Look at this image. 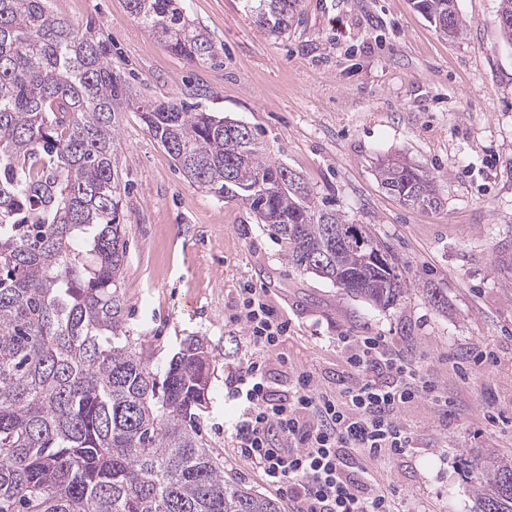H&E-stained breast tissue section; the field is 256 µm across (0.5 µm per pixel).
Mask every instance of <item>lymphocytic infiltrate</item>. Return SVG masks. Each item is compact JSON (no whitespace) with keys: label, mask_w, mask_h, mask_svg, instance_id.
Instances as JSON below:
<instances>
[{"label":"lymphocytic infiltrate","mask_w":512,"mask_h":512,"mask_svg":"<svg viewBox=\"0 0 512 512\" xmlns=\"http://www.w3.org/2000/svg\"><path fill=\"white\" fill-rule=\"evenodd\" d=\"M257 356L238 367L233 396L239 413L233 438L241 456L264 481L285 493L295 512H401L393 490L385 488L371 462L406 453L410 431L402 408L426 399L440 408L448 400L420 369L399 357L382 336H340L352 376L337 391L298 375L281 400L267 390L263 352L288 333V324L257 289H248L235 317Z\"/></svg>","instance_id":"f902f5d3"}]
</instances>
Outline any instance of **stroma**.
I'll list each match as a JSON object with an SVG mask.
<instances>
[{
	"label": "stroma",
	"mask_w": 512,
	"mask_h": 512,
	"mask_svg": "<svg viewBox=\"0 0 512 512\" xmlns=\"http://www.w3.org/2000/svg\"><path fill=\"white\" fill-rule=\"evenodd\" d=\"M217 55L195 65L130 15L126 0H52L112 48V69L144 98L193 99L248 126L273 161L297 174L320 205L372 225L398 256L404 293L375 308L288 264L286 247L254 215L191 183L140 113L119 115L118 156L127 254L125 314L163 370L188 336L215 357L204 434L257 493L279 500L232 438L238 367L254 349L232 321L244 287L264 289L290 330L266 355L274 397L299 373L336 390L350 378L342 334L383 336L448 399L408 404L409 456L382 474L405 512H479L468 465L512 457V44L498 0H456L463 36L440 34L414 0H301L299 21L275 37L247 0H182ZM405 156L435 178L438 207L401 204L377 179L380 159ZM484 349L491 360L468 363ZM501 417L488 421V409Z\"/></svg>",
	"instance_id": "35a3bbf8"
}]
</instances>
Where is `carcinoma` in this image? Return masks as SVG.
Masks as SVG:
<instances>
[{
	"label": "carcinoma",
	"instance_id": "carcinoma-1",
	"mask_svg": "<svg viewBox=\"0 0 512 512\" xmlns=\"http://www.w3.org/2000/svg\"><path fill=\"white\" fill-rule=\"evenodd\" d=\"M129 12L191 63L209 35L181 0H127ZM299 0H252L271 35ZM450 38L455 0H415ZM141 113L185 176L235 200L287 246L288 263L380 308L403 292L399 258L368 224L316 204L239 122L186 102L143 100L112 72L102 39L50 0H0V512H281L224 471L199 423L213 355L189 336L159 373L125 318L118 113ZM381 186L407 206L440 205L434 179L393 159ZM481 512H512V458L480 463Z\"/></svg>",
	"mask_w": 512,
	"mask_h": 512
}]
</instances>
